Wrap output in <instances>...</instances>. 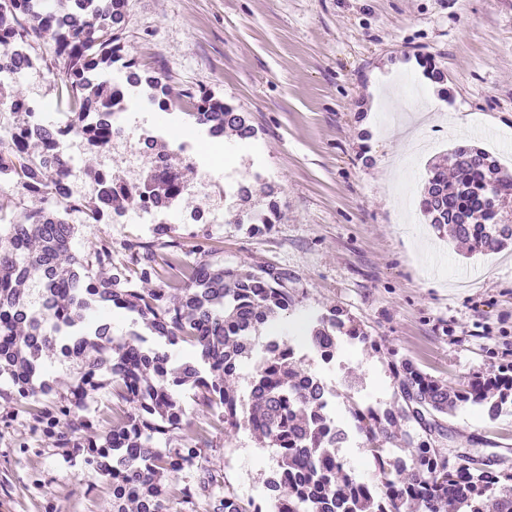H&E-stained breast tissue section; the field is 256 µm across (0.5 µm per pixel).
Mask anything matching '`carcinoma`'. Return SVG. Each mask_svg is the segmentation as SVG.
Here are the masks:
<instances>
[{
	"instance_id": "1",
	"label": "carcinoma",
	"mask_w": 512,
	"mask_h": 512,
	"mask_svg": "<svg viewBox=\"0 0 512 512\" xmlns=\"http://www.w3.org/2000/svg\"><path fill=\"white\" fill-rule=\"evenodd\" d=\"M126 0H0V103H27L14 85L12 70L35 60L32 42L52 45V60L61 74L58 96L73 114L74 133L102 148L112 139L106 117L123 108L108 75L120 62L128 85L146 87L150 100L167 111L186 100L190 116L214 136L225 130L249 139L254 128L244 113L209 92L183 94L156 75H144L134 59H125L122 31ZM57 129L20 113L13 136L0 148V173L13 188L37 194L56 204L18 218L0 204V377L11 382L12 394L28 400L51 388L45 351L78 358L85 369L65 384V395L42 405L34 422L63 448L86 451L85 461L112 483V512H163L168 475L194 468L201 438L174 448H159L156 436L179 429L184 416L174 387L189 383L198 403L219 410L224 431L248 428L279 455L277 469L266 479L272 512H512V473L493 472L467 455L448 472L445 419L459 407L490 402L491 418L512 406V375L473 379L454 389L408 360L391 362L394 399L376 408L348 397L350 421L333 422V391L324 378L303 368L294 349L280 338L258 343L271 319L293 305L288 273H259L224 268L209 261L192 265L188 280L164 288L138 284L158 276L154 251L133 245L129 265L103 280L93 263L112 262V245L99 240L84 255L71 252L75 225L65 213L79 211L83 223L101 222L100 208L120 210V202L139 198L118 192L105 201L60 200L59 173L42 162L55 144ZM455 183L448 169L433 167L418 207L437 231L468 246L472 254L496 253L512 242V224L494 223L499 201L512 197V173L487 152L461 143L451 151ZM38 277L42 305L32 306L26 284ZM123 310L141 320L159 340L153 347L137 334L112 335V323L101 316L107 308ZM370 340L344 311L330 307L311 321L310 348L322 361L332 362L343 341ZM184 343L198 354L205 369L187 361L167 382L169 355L162 344ZM260 361L249 382L248 400L231 386L238 365ZM113 378V393L126 404L123 425L102 438L98 422L83 413V402L98 387L100 377ZM413 424V432L394 431L397 423ZM360 436L378 475L369 484L344 467L339 448L350 435ZM400 442L413 449L410 458L389 456L388 445ZM181 497L193 502L201 494L211 512H263L253 501L233 493H214L210 483L186 485Z\"/></svg>"
}]
</instances>
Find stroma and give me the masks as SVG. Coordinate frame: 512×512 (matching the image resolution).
Listing matches in <instances>:
<instances>
[{
	"instance_id": "35a3bbf8",
	"label": "stroma",
	"mask_w": 512,
	"mask_h": 512,
	"mask_svg": "<svg viewBox=\"0 0 512 512\" xmlns=\"http://www.w3.org/2000/svg\"><path fill=\"white\" fill-rule=\"evenodd\" d=\"M124 43L131 57L182 93L207 91L246 113L250 143L228 135L225 168L204 154L185 163L179 143L207 136L181 110L161 112L145 93L126 114L132 131L156 136L183 167L186 184L225 173L275 187L223 206L222 223L179 224L182 265L201 260L244 270L287 272L294 304L273 328L303 366L321 370L306 342L312 317L343 309L380 344L338 354L325 380L337 419L346 398L385 406L394 398L390 360L407 359L450 386L512 363V246L469 254L433 230L417 201L433 164L465 142L512 170V0H128ZM445 110H432V98ZM273 227L250 231L240 210ZM83 224L73 243L88 253L112 243L113 264L130 245L152 243L172 279L170 250L138 222ZM0 381V512H112V485L82 453L35 429L34 403L14 401ZM180 429L158 446L209 442L194 471L166 482L164 512H207L177 491L212 477L216 491L242 501L266 497L275 449L252 431L228 436L203 411L191 386L178 387ZM449 447L512 471V410L489 418L472 405L448 421Z\"/></svg>"
}]
</instances>
